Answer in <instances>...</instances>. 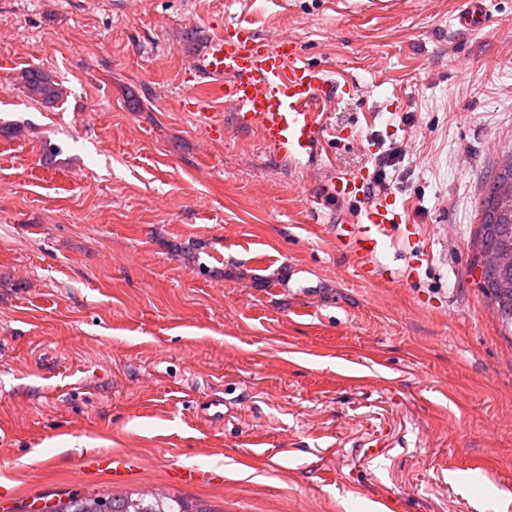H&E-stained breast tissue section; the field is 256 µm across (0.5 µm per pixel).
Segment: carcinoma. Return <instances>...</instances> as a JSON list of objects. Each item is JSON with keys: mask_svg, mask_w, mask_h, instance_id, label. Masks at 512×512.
Masks as SVG:
<instances>
[{"mask_svg": "<svg viewBox=\"0 0 512 512\" xmlns=\"http://www.w3.org/2000/svg\"><path fill=\"white\" fill-rule=\"evenodd\" d=\"M26 93L39 101L49 103L56 100L61 92L56 76L44 70H27L22 74ZM512 191V150L507 158L499 160L496 174L489 181L477 204V261L488 259L503 246L512 243V205L506 202V192ZM512 273L490 272L480 284L483 293L495 305L501 325L512 328V297H504L497 288L500 277ZM54 512H212L203 504L188 502L164 493L147 491L134 496L119 495L104 498L93 494L74 492L65 502L55 507Z\"/></svg>", "mask_w": 512, "mask_h": 512, "instance_id": "1", "label": "carcinoma"}]
</instances>
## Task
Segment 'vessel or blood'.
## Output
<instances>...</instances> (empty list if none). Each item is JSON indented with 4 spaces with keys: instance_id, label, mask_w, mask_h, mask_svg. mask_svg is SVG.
<instances>
[{
    "instance_id": "vessel-or-blood-1",
    "label": "vessel or blood",
    "mask_w": 512,
    "mask_h": 512,
    "mask_svg": "<svg viewBox=\"0 0 512 512\" xmlns=\"http://www.w3.org/2000/svg\"><path fill=\"white\" fill-rule=\"evenodd\" d=\"M491 18L487 0H460L455 16L463 32L483 30ZM191 70L195 79L217 85L238 127L255 132L276 158L299 167L320 162L328 107L355 87L354 81L328 79L323 69L309 64L297 38L285 35L268 40L245 26L232 36L210 37ZM348 199L361 202L363 211L355 222L337 225L336 240L349 254L359 277L368 283L397 284L418 274L426 259L422 253L409 257L399 272L375 261L399 230L401 214L369 172H328L315 197L319 204ZM141 464L134 454L98 452L84 459L83 468L104 470L120 480ZM171 476L185 484L224 481L223 471L183 463L173 465Z\"/></svg>"
}]
</instances>
